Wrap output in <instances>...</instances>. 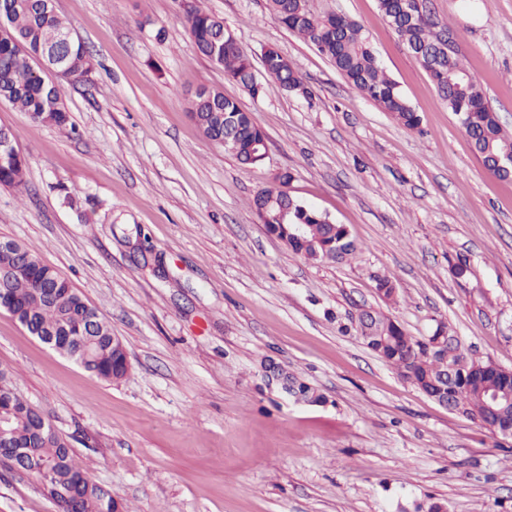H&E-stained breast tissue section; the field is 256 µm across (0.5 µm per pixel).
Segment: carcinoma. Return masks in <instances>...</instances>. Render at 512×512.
Instances as JSON below:
<instances>
[{
	"instance_id": "carcinoma-1",
	"label": "carcinoma",
	"mask_w": 512,
	"mask_h": 512,
	"mask_svg": "<svg viewBox=\"0 0 512 512\" xmlns=\"http://www.w3.org/2000/svg\"><path fill=\"white\" fill-rule=\"evenodd\" d=\"M379 9L384 21L407 44L450 111L458 117L484 169L499 178L508 177L497 167V161H512V133L503 130L476 81H471L465 92L458 91L457 85L469 71L455 51H439L437 22L431 14L409 16L407 0H379ZM269 10L279 25L311 43L348 82L399 124L408 129L419 126L420 116L379 64L361 26L339 14L324 16L321 24L309 10L307 0H269ZM1 15L9 23L11 36L0 37V100L28 113L36 123L65 125L68 116L57 80H85L94 69L92 55L75 35L66 43L60 40L59 33L69 23L56 14L49 0H0ZM184 24L200 54L212 59V39L221 33L224 21L204 11L198 0H192ZM219 62L225 76L250 95L265 93L266 86L254 81L253 63L247 53L226 46ZM263 66L268 83L283 90L299 88L303 94H309L279 51H265ZM189 112L211 141L216 139L211 129L220 119L234 127L241 148H246L252 137L254 120L237 101L224 97L219 88H208L195 96ZM25 167L20 152L0 153V184H21ZM289 222L307 225L306 243L292 251L310 260L342 261L357 251L345 226L329 224L327 216L299 201L292 206ZM0 268L12 271L8 279L0 281L1 309L30 332L43 330L55 334L56 350L87 372L112 382L127 375L129 364L121 347L112 342L111 326L98 316L81 291L45 264L34 249L24 244L0 249ZM89 317L97 318V328L89 352L84 353L75 336L83 331ZM340 331L354 332L404 379L437 402H448L454 411L472 420L482 421L480 394L500 388L501 377L482 373L486 362L466 354L429 350L431 342L439 336L437 331L419 339L380 312L364 321L342 325ZM1 416L6 421L0 423V440L24 451L18 463L42 483L47 495H61L59 512H113L117 508L110 491L91 482L73 465L69 444L49 417L14 393L2 373Z\"/></svg>"
}]
</instances>
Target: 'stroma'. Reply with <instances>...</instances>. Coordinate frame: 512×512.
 Masks as SVG:
<instances>
[{
	"instance_id": "stroma-1",
	"label": "stroma",
	"mask_w": 512,
	"mask_h": 512,
	"mask_svg": "<svg viewBox=\"0 0 512 512\" xmlns=\"http://www.w3.org/2000/svg\"><path fill=\"white\" fill-rule=\"evenodd\" d=\"M358 23L418 112L409 130L271 16L268 0H204L264 78L279 50L304 91L252 98L202 56L181 0H55L95 58L62 82L66 126L0 101L27 161L0 185V239L36 249L110 322L130 369L90 375L0 309V369L48 415L74 465L125 512H512V438L440 405L361 340L373 309L423 338L446 326L466 354L512 371V180L485 171L378 0H308ZM512 130V0H427ZM219 87L268 138L256 165L189 116ZM358 246L315 262L269 235L253 198L275 173ZM396 286L382 300L376 279ZM275 363L316 388L294 403ZM0 512H57L0 461Z\"/></svg>"
}]
</instances>
